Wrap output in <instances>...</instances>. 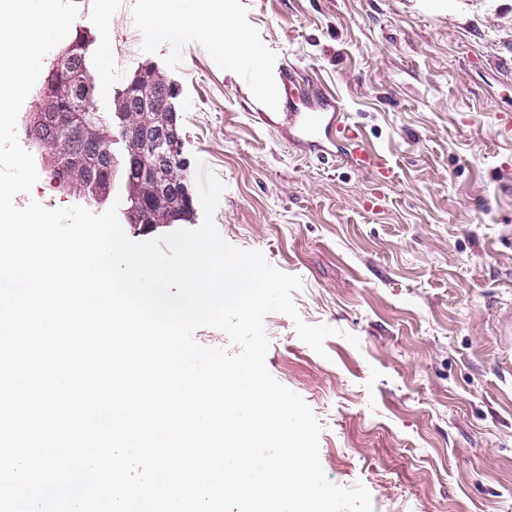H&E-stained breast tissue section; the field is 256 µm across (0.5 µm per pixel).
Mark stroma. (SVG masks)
<instances>
[{
	"instance_id": "35a3bbf8",
	"label": "stroma",
	"mask_w": 512,
	"mask_h": 512,
	"mask_svg": "<svg viewBox=\"0 0 512 512\" xmlns=\"http://www.w3.org/2000/svg\"><path fill=\"white\" fill-rule=\"evenodd\" d=\"M99 111L141 68L177 92L182 158L225 186L224 240L300 276L266 366L322 426L333 483L374 512H512V0H225L226 20L336 93L394 170L294 151L243 106L195 28L146 37L151 0H77ZM336 328L324 354L295 319Z\"/></svg>"
}]
</instances>
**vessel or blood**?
Segmentation results:
<instances>
[{
    "mask_svg": "<svg viewBox=\"0 0 512 512\" xmlns=\"http://www.w3.org/2000/svg\"><path fill=\"white\" fill-rule=\"evenodd\" d=\"M297 74L295 64L281 61L268 80L270 95L247 99L248 112L301 152L322 160L331 156L357 171L389 176L380 155L367 145L361 128L341 112L334 94L320 88L308 97L294 93Z\"/></svg>",
    "mask_w": 512,
    "mask_h": 512,
    "instance_id": "obj_1",
    "label": "vessel or blood"
}]
</instances>
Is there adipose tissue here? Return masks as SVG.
<instances>
[{"mask_svg":"<svg viewBox=\"0 0 512 512\" xmlns=\"http://www.w3.org/2000/svg\"><path fill=\"white\" fill-rule=\"evenodd\" d=\"M224 0H198L187 4L186 0H165L159 13L146 27L150 38L177 42L186 21H193L199 33L208 38L224 66L233 67L239 58L249 53L251 46L243 34L223 26Z\"/></svg>","mask_w":512,"mask_h":512,"instance_id":"ef3b65f1","label":"adipose tissue"}]
</instances>
